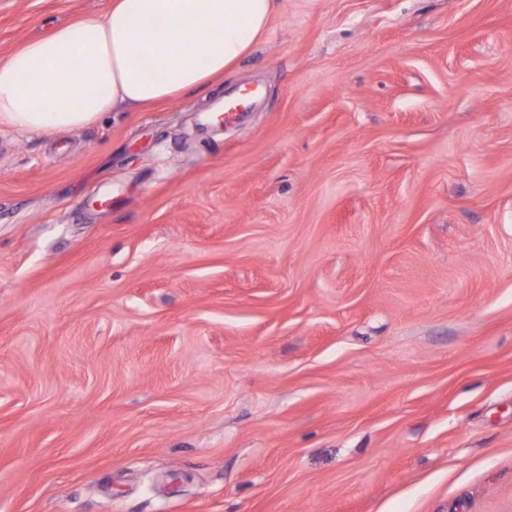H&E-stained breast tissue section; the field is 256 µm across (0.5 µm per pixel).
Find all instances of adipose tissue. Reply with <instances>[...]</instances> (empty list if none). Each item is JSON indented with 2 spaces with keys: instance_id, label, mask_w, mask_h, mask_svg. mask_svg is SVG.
Returning a JSON list of instances; mask_svg holds the SVG:
<instances>
[{
  "instance_id": "adipose-tissue-1",
  "label": "adipose tissue",
  "mask_w": 512,
  "mask_h": 512,
  "mask_svg": "<svg viewBox=\"0 0 512 512\" xmlns=\"http://www.w3.org/2000/svg\"><path fill=\"white\" fill-rule=\"evenodd\" d=\"M276 0H112L0 60V125L52 134L176 100L233 71Z\"/></svg>"
}]
</instances>
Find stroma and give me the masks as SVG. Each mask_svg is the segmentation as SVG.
<instances>
[{
    "instance_id": "obj_1",
    "label": "stroma",
    "mask_w": 512,
    "mask_h": 512,
    "mask_svg": "<svg viewBox=\"0 0 512 512\" xmlns=\"http://www.w3.org/2000/svg\"><path fill=\"white\" fill-rule=\"evenodd\" d=\"M109 4L0 0V59ZM0 512H512V0H278L203 92L0 127Z\"/></svg>"
}]
</instances>
